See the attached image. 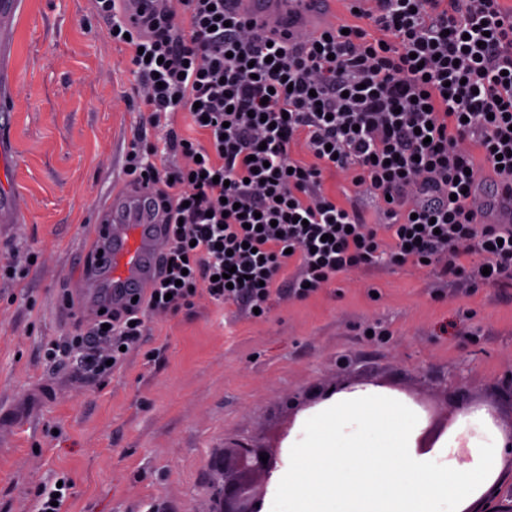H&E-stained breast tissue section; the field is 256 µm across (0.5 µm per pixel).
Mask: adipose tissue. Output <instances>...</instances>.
<instances>
[{
    "label": "adipose tissue",
    "mask_w": 512,
    "mask_h": 512,
    "mask_svg": "<svg viewBox=\"0 0 512 512\" xmlns=\"http://www.w3.org/2000/svg\"><path fill=\"white\" fill-rule=\"evenodd\" d=\"M419 425L418 412L388 392L337 394L293 439L283 512H473L500 473L506 434L487 414L463 417L470 459L457 463L458 442L447 438L433 449L448 461L437 469L414 451Z\"/></svg>",
    "instance_id": "ef3b65f1"
}]
</instances>
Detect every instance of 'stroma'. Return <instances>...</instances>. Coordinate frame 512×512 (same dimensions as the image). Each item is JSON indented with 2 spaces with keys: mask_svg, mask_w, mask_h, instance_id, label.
I'll use <instances>...</instances> for the list:
<instances>
[{
  "mask_svg": "<svg viewBox=\"0 0 512 512\" xmlns=\"http://www.w3.org/2000/svg\"><path fill=\"white\" fill-rule=\"evenodd\" d=\"M0 125V512H210V466L247 443L287 462L304 419L336 393L374 386L420 414L418 454L460 429L463 409L512 427V290L443 285L409 266L355 272L268 318L200 299L158 316L125 366L103 378L45 345L69 343L76 283L101 202L129 187L141 120L128 45L94 0H21ZM383 330L366 336L367 326Z\"/></svg>",
  "mask_w": 512,
  "mask_h": 512,
  "instance_id": "35a3bbf8",
  "label": "stroma"
}]
</instances>
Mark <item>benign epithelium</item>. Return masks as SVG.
Returning <instances> with one entry per match:
<instances>
[{
    "mask_svg": "<svg viewBox=\"0 0 512 512\" xmlns=\"http://www.w3.org/2000/svg\"><path fill=\"white\" fill-rule=\"evenodd\" d=\"M263 450L239 443L224 449V465L217 470L218 481L210 486L216 509L212 512H260L259 482L275 468L276 458L260 460Z\"/></svg>",
    "mask_w": 512,
    "mask_h": 512,
    "instance_id": "7a95c632",
    "label": "benign epithelium"
}]
</instances>
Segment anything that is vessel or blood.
I'll use <instances>...</instances> for the list:
<instances>
[{
    "instance_id": "1",
    "label": "vessel or blood",
    "mask_w": 512,
    "mask_h": 512,
    "mask_svg": "<svg viewBox=\"0 0 512 512\" xmlns=\"http://www.w3.org/2000/svg\"><path fill=\"white\" fill-rule=\"evenodd\" d=\"M234 12L255 30L294 43L320 35L336 25L328 0H229ZM126 25L142 31L151 16L166 14L168 0H120ZM483 219L512 223V198L502 189L483 195ZM95 251L80 276L79 295L91 304L122 308L144 296L158 271L165 249V214L152 186L141 184L103 201L99 209Z\"/></svg>"
}]
</instances>
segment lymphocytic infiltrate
<instances>
[{
    "label": "lymphocytic infiltrate",
    "mask_w": 512,
    "mask_h": 512,
    "mask_svg": "<svg viewBox=\"0 0 512 512\" xmlns=\"http://www.w3.org/2000/svg\"><path fill=\"white\" fill-rule=\"evenodd\" d=\"M118 0L97 11L128 41L149 128L186 110L206 142L135 135L125 171L167 210L163 267L137 309L78 329L84 374L120 370L159 314L198 297L267 315L341 273L427 264L437 278L512 288V225L485 224L481 171L512 193V9L501 0H374L348 28L268 41L225 0L130 31ZM303 141L306 155L291 148ZM336 173L342 197L324 188ZM377 201L369 223L361 196Z\"/></svg>",
    "instance_id": "obj_1"
}]
</instances>
